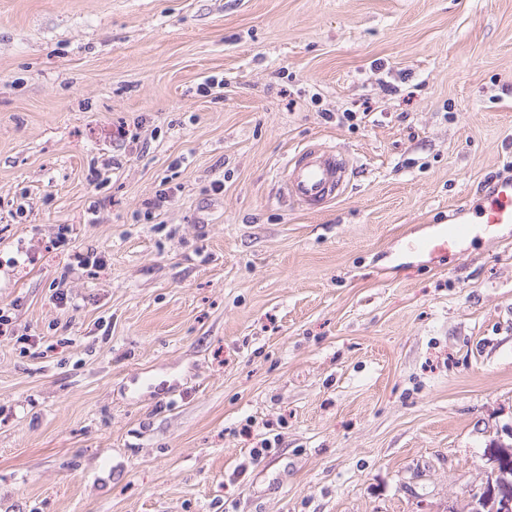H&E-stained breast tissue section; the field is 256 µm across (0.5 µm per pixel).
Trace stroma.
Segmentation results:
<instances>
[{"label": "stroma", "mask_w": 512, "mask_h": 512, "mask_svg": "<svg viewBox=\"0 0 512 512\" xmlns=\"http://www.w3.org/2000/svg\"><path fill=\"white\" fill-rule=\"evenodd\" d=\"M510 175L512 0H0V512H470L512 225L406 241ZM348 170L347 160L335 150L303 149L288 165L284 192L299 206L320 207L343 194Z\"/></svg>", "instance_id": "35a3bbf8"}]
</instances>
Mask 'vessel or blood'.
<instances>
[{
  "mask_svg": "<svg viewBox=\"0 0 512 512\" xmlns=\"http://www.w3.org/2000/svg\"><path fill=\"white\" fill-rule=\"evenodd\" d=\"M348 181V163L334 150L304 149L288 165L284 192L290 201L314 209L342 195ZM512 224V179L495 183L479 215L435 225L433 233L414 241L415 250L434 255L448 246H462L488 228Z\"/></svg>",
  "mask_w": 512,
  "mask_h": 512,
  "instance_id": "1",
  "label": "vessel or blood"
}]
</instances>
